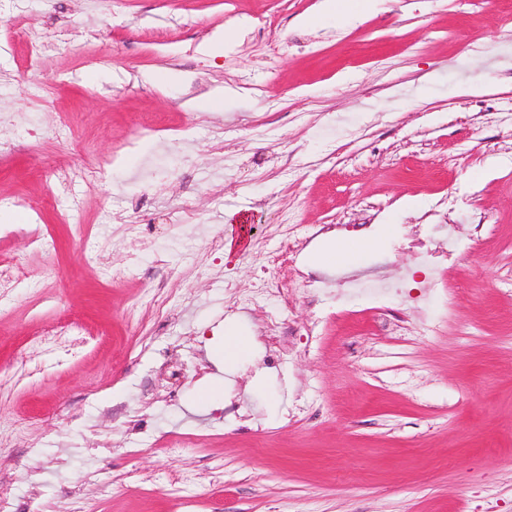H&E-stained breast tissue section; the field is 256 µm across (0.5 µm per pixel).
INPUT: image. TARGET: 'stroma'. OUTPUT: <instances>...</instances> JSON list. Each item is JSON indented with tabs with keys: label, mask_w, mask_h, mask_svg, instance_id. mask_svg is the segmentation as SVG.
I'll return each mask as SVG.
<instances>
[{
	"label": "stroma",
	"mask_w": 512,
	"mask_h": 512,
	"mask_svg": "<svg viewBox=\"0 0 512 512\" xmlns=\"http://www.w3.org/2000/svg\"><path fill=\"white\" fill-rule=\"evenodd\" d=\"M319 2L0 0V262L23 272L0 294V430L24 433L0 490L18 512H512V0L301 26ZM201 95L223 110H191ZM71 166L84 178L56 182ZM379 232L311 268L325 236ZM350 273L399 289L337 287ZM262 277L288 298L248 303ZM68 317L103 339L45 342ZM227 327L248 341L229 367ZM381 244V238L364 239L357 241L331 242L323 245L314 255V267H330L336 265H350L355 260Z\"/></svg>",
	"instance_id": "stroma-1"
}]
</instances>
